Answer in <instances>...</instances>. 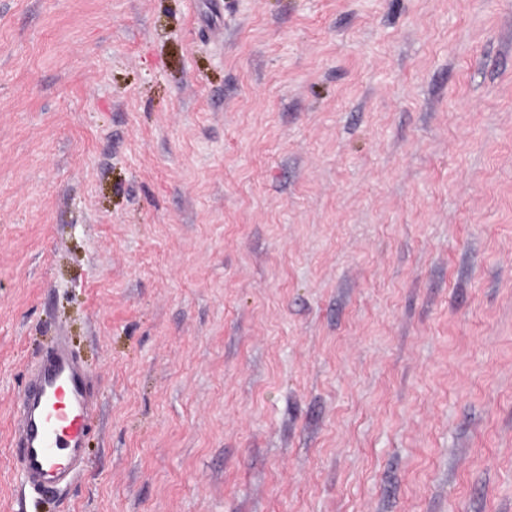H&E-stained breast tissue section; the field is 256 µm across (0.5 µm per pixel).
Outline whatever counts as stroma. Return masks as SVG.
Returning <instances> with one entry per match:
<instances>
[{
  "label": "stroma",
  "instance_id": "obj_1",
  "mask_svg": "<svg viewBox=\"0 0 512 512\" xmlns=\"http://www.w3.org/2000/svg\"><path fill=\"white\" fill-rule=\"evenodd\" d=\"M0 512H512V0H0ZM97 410L85 368L59 337L19 396L16 456L27 485L60 487L73 479L87 462L88 418Z\"/></svg>",
  "mask_w": 512,
  "mask_h": 512
}]
</instances>
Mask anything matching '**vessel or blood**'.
Masks as SVG:
<instances>
[{
	"label": "vessel or blood",
	"mask_w": 512,
	"mask_h": 512,
	"mask_svg": "<svg viewBox=\"0 0 512 512\" xmlns=\"http://www.w3.org/2000/svg\"><path fill=\"white\" fill-rule=\"evenodd\" d=\"M97 409L85 368L58 339L19 396L16 456L27 485L60 487L73 479L87 462L88 418Z\"/></svg>",
	"instance_id": "1"
}]
</instances>
